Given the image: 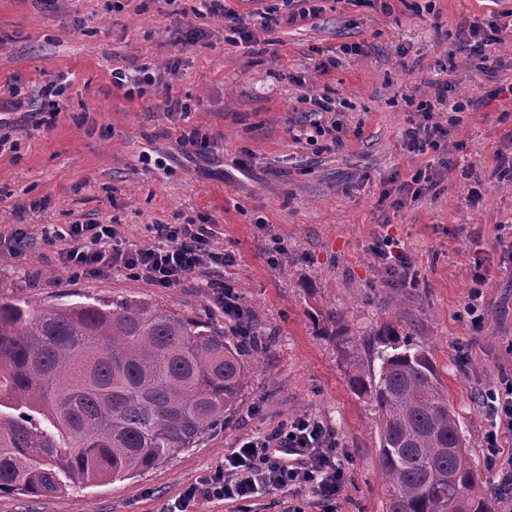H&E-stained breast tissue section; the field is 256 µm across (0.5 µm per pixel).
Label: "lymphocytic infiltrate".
I'll return each mask as SVG.
<instances>
[{"label": "lymphocytic infiltrate", "mask_w": 512, "mask_h": 512, "mask_svg": "<svg viewBox=\"0 0 512 512\" xmlns=\"http://www.w3.org/2000/svg\"><path fill=\"white\" fill-rule=\"evenodd\" d=\"M500 27L473 24L462 39L468 64L480 75L496 71L497 62L485 52ZM155 246L118 248L111 224H71L68 243L60 252L64 267L94 277L125 271L161 288H175L203 265L221 268L232 258L212 251L214 230L208 224H155ZM483 406L491 417L486 451L498 464L497 487L512 496V453L502 441L512 437V378L486 391ZM344 483V468L336 434L328 423L312 415L293 416L270 432L240 443L225 455L213 474L189 485L169 512H187L197 499L249 501L262 490L311 488L319 500L335 499Z\"/></svg>", "instance_id": "obj_1"}]
</instances>
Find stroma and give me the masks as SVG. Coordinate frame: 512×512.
Here are the masks:
<instances>
[{
	"label": "stroma",
	"mask_w": 512,
	"mask_h": 512,
	"mask_svg": "<svg viewBox=\"0 0 512 512\" xmlns=\"http://www.w3.org/2000/svg\"><path fill=\"white\" fill-rule=\"evenodd\" d=\"M224 3L249 18L258 42L232 41L199 0H0V237L31 232L22 253L0 248V298L41 307L141 299L235 337L200 274L176 288L122 271L81 276L60 264L62 242L41 233L80 219L115 225L123 245L149 247L150 225L205 222L216 227L213 249L235 257L220 280L266 339L237 406L196 447L114 483L1 493L0 512H166L241 441L304 414L335 431L344 486L326 503L308 488L262 490L250 512H285L292 499L309 512H386L377 415L352 392L339 346L318 333L329 311L343 317L365 364L374 361L369 335L384 325L429 353L482 493L494 512H512L497 490L479 400L512 376V263L503 258L512 171L498 160L512 156V105L481 102L480 79L459 51L464 28L512 12V0H326L318 18L268 31L263 0ZM145 64L157 72L151 92L130 98L113 84V68L132 76ZM449 81L466 104L460 147L436 187L390 208L380 201L390 180L410 179L436 158L408 152L402 133L425 103L434 121L447 122L437 89ZM323 95L342 104L345 145L333 152L306 136ZM174 101L190 102L188 117L171 113ZM190 128L210 137L206 153H181L176 139ZM384 237L411 263L405 286L373 257ZM474 291L478 325L465 311Z\"/></svg>",
	"instance_id": "1"
}]
</instances>
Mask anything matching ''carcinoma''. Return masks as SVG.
Masks as SVG:
<instances>
[{
  "mask_svg": "<svg viewBox=\"0 0 512 512\" xmlns=\"http://www.w3.org/2000/svg\"><path fill=\"white\" fill-rule=\"evenodd\" d=\"M345 348L341 315L319 327ZM349 385L378 415L387 512H492L432 359L390 326ZM262 338L142 300L0 298V492L45 496L146 472L194 447L239 401Z\"/></svg>",
  "mask_w": 512,
  "mask_h": 512,
  "instance_id": "cac0c4a2",
  "label": "carcinoma"
}]
</instances>
